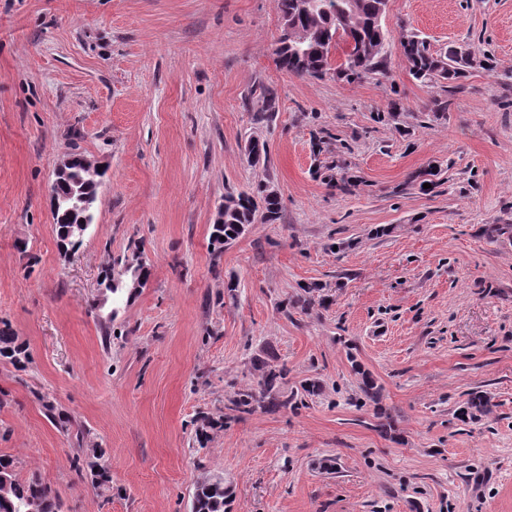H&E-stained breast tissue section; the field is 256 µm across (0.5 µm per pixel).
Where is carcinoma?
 Here are the masks:
<instances>
[{"instance_id": "cac0c4a2", "label": "carcinoma", "mask_w": 512, "mask_h": 512, "mask_svg": "<svg viewBox=\"0 0 512 512\" xmlns=\"http://www.w3.org/2000/svg\"><path fill=\"white\" fill-rule=\"evenodd\" d=\"M336 10L327 13L321 7L308 11L300 9V0H278L281 15L293 18L292 31L288 40L278 47V59L282 68L298 76L321 77L329 65L328 55L339 40L348 38L352 50L345 61L336 67V77L354 82L367 75H387L391 53L388 50L384 27L379 20L380 12L386 10L385 0H354L355 8L348 6V0H334ZM400 54L409 64L410 74L417 80L437 79L454 83L466 77L467 68L473 64V56L454 46L444 53H432L427 42L412 32L400 41ZM97 181L85 167L81 157H76L71 166V174L55 187L59 206L53 212L59 246L68 251L77 249L80 241L71 237L74 224H80L85 214L74 205L72 191L78 187L83 193L94 196ZM263 208L268 220L278 219L281 201L277 194L261 185L257 194L230 195L224 199V223L211 227L210 245L213 252L222 253L224 246L236 240L252 221L258 208ZM149 269L145 262H128L117 258L103 271L101 283L111 294L112 305L120 306L130 297L131 284L143 286L147 283ZM320 288L306 286L292 301V305L303 310L315 303ZM0 360L23 371L30 361L27 346L6 321L0 322ZM259 372L257 385L246 386L235 392L231 400L233 410L250 414L257 409L275 412L288 407V369L272 360L256 363ZM490 398L481 391L469 393L462 414L474 417L490 412ZM72 467L78 475L86 469L99 484L111 481L105 452L101 448L92 449L91 454L72 460ZM228 492L224 484L212 480L197 485L191 503V512H224ZM35 503L38 512H60L59 498L55 491L33 472L22 479L15 472L14 461L0 456V512H27Z\"/></svg>"}]
</instances>
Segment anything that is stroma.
Returning <instances> with one entry per match:
<instances>
[{
    "label": "stroma",
    "instance_id": "35a3bbf8",
    "mask_svg": "<svg viewBox=\"0 0 512 512\" xmlns=\"http://www.w3.org/2000/svg\"><path fill=\"white\" fill-rule=\"evenodd\" d=\"M382 24L390 76L349 83L336 54L318 79L280 67L276 0H0V321L30 353L0 361V455L61 512H190L216 475L228 512H512V237L485 233L512 224V0H389ZM405 30L472 53L460 88L413 79ZM72 154L105 176L66 255L48 188ZM336 160L349 190L313 174ZM261 184L279 219L214 254L225 196ZM118 255L150 276L112 320L97 281ZM310 284L327 306L285 309ZM259 359L298 406L227 417ZM475 390L492 408L461 418ZM203 415L225 425L201 448ZM82 447L109 484L72 471ZM104 457L103 449L93 448L91 454L86 455L83 459L76 456L72 460V467L79 476L83 475L85 468L89 469L90 474L95 477L98 484H105L110 482L112 478ZM94 468H97V472H94Z\"/></svg>",
    "mask_w": 512,
    "mask_h": 512
}]
</instances>
